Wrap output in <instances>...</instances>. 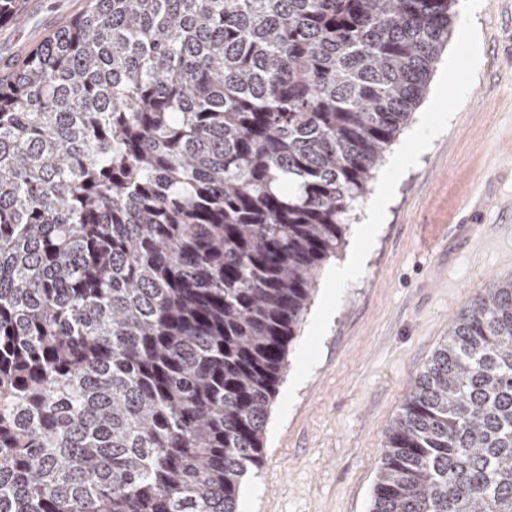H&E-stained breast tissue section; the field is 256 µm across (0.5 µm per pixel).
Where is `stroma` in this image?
Returning <instances> with one entry per match:
<instances>
[{"mask_svg": "<svg viewBox=\"0 0 512 512\" xmlns=\"http://www.w3.org/2000/svg\"><path fill=\"white\" fill-rule=\"evenodd\" d=\"M42 0L41 16L0 26V74L79 14ZM480 63L446 130L399 180L362 276L333 315L322 356L238 512H369L386 430L448 323L490 281L512 277V0H483Z\"/></svg>", "mask_w": 512, "mask_h": 512, "instance_id": "35a3bbf8", "label": "stroma"}]
</instances>
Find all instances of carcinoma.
Instances as JSON below:
<instances>
[{"mask_svg": "<svg viewBox=\"0 0 512 512\" xmlns=\"http://www.w3.org/2000/svg\"><path fill=\"white\" fill-rule=\"evenodd\" d=\"M451 3L86 0L0 75V512H237ZM370 512H512V278L414 377Z\"/></svg>", "mask_w": 512, "mask_h": 512, "instance_id": "carcinoma-1", "label": "carcinoma"}]
</instances>
